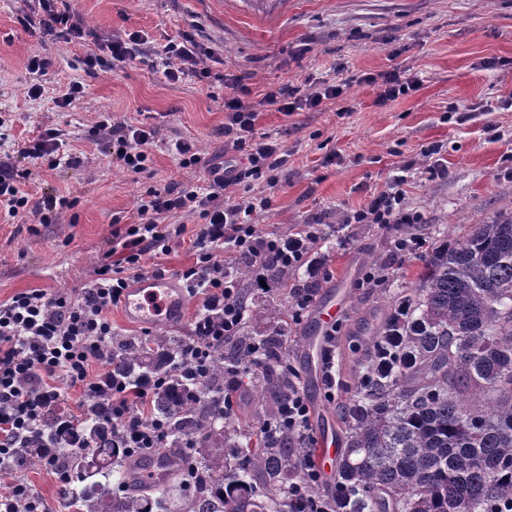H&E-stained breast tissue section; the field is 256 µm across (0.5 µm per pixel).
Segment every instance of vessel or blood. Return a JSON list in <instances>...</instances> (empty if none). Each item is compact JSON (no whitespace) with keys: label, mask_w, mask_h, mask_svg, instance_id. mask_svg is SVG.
Here are the masks:
<instances>
[{"label":"vessel or blood","mask_w":512,"mask_h":512,"mask_svg":"<svg viewBox=\"0 0 512 512\" xmlns=\"http://www.w3.org/2000/svg\"><path fill=\"white\" fill-rule=\"evenodd\" d=\"M186 296L175 279L147 275L127 288L122 299L123 313L137 323H168L180 315ZM341 315L335 299L321 302L313 313L314 331L306 332L303 344L311 362H320L325 349L324 335L335 326Z\"/></svg>","instance_id":"b4317fda"}]
</instances>
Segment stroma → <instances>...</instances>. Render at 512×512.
Here are the masks:
<instances>
[{
	"mask_svg": "<svg viewBox=\"0 0 512 512\" xmlns=\"http://www.w3.org/2000/svg\"><path fill=\"white\" fill-rule=\"evenodd\" d=\"M89 26L82 44L70 45L21 21L27 0H0V132L9 142L30 139L47 128L71 131L78 164L32 168L24 188L32 198L55 191L78 197L58 223L29 229L28 218L0 220V301L33 288L82 287L108 248L112 216L131 214L140 186L127 177L89 132L100 113L134 124L153 118L159 129L153 156V185L184 184L202 170L181 168L167 143L197 140L205 159L241 164L225 150L224 75L246 76L254 93L270 85L306 81L343 82L362 73L401 67L421 82L419 91L380 105L374 87L351 86L340 104L288 117L262 108L256 129L277 137L288 163L274 189V207L255 222L267 233L284 234L297 224L323 223L318 246L325 272L317 299L342 291L335 398L311 380L302 337L311 314L288 320V362L300 374L310 405L312 444L324 431L344 435L339 407L354 395L373 332L389 304L418 284L419 255L397 258L391 242L397 226L350 224L349 212L384 189L393 173L411 165L406 201L424 222L415 229L424 248L455 242L470 227L512 205V177L502 157L512 148V0H71ZM137 31L146 39L125 68L87 74L82 59L102 40ZM191 34L212 48L211 84L185 77L169 83L156 70V55L168 39ZM51 62L40 82L41 96L28 93L32 56ZM78 81L85 92L61 109L55 97ZM441 148L445 175L428 171L422 152ZM336 154L324 165L326 154ZM388 268L389 282L362 285L374 263ZM198 305L187 298L178 323L145 326L113 308L115 334L139 341L159 335L186 336ZM272 399L261 376L244 381L233 427L256 434ZM28 483L44 512H72L53 476L42 467L0 470V484Z\"/></svg>",
	"mask_w": 512,
	"mask_h": 512,
	"instance_id": "stroma-1",
	"label": "stroma"
}]
</instances>
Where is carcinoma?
I'll use <instances>...</instances> for the list:
<instances>
[{"label":"carcinoma","mask_w":512,"mask_h":512,"mask_svg":"<svg viewBox=\"0 0 512 512\" xmlns=\"http://www.w3.org/2000/svg\"><path fill=\"white\" fill-rule=\"evenodd\" d=\"M250 264L233 270L244 312L255 289ZM375 329L371 355L356 393L341 406L346 448L333 512H498L512 502V215L495 214L452 247L434 246L419 283L399 297ZM109 371L143 379L161 373L178 355L173 336L152 344L112 337ZM259 355L273 394L268 421L279 425L269 443L230 428L213 397L238 363ZM298 383L288 371L278 330L242 329L235 349L213 355L211 397L189 394L181 378L158 389L154 408L171 438L196 439L191 462L198 481L175 489L164 482L119 491L133 481L123 444L96 418L46 417L18 443L10 467L41 464L56 448L61 497L78 512H288V487L314 449L281 425V412ZM84 445L71 455L70 445Z\"/></svg>","instance_id":"obj_1"}]
</instances>
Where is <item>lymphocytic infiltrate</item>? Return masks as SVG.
<instances>
[{
  "label": "lymphocytic infiltrate",
  "instance_id": "1",
  "mask_svg": "<svg viewBox=\"0 0 512 512\" xmlns=\"http://www.w3.org/2000/svg\"><path fill=\"white\" fill-rule=\"evenodd\" d=\"M38 12L29 16V27L53 34L67 43L84 39L86 31L68 0H37ZM140 33L130 32L100 43L83 63L88 71L117 65L135 56ZM206 48L190 37L171 39L159 52L162 75L176 82L194 76L205 82L211 77L201 67ZM361 82L380 88L377 102L418 91L420 81L399 69L364 74ZM343 86L318 82L308 90L283 83L268 87L259 103L249 100L251 90L243 77L224 79V143L244 156L243 166L203 163L195 141L176 140L172 151L180 167L204 165L202 183L159 188L143 187L131 220L112 218V237L90 282L74 293L30 289L0 301V467L6 466L16 440L38 429L61 398L60 383L78 389L82 399L79 417L90 416L97 398H105L107 421L113 437L121 438L127 451L148 452L177 448L187 453L193 438L170 440L164 421L152 409L156 389L166 386L170 374L190 380L199 394L208 392V373L216 349L238 336L243 321L241 288L232 271L241 258H249L254 280L266 279L270 266L288 269L314 268L313 254L325 236L321 224H299L285 235L261 232L256 214L273 208L272 196H251L247 203L229 201L230 189L257 183L276 187L278 173L288 154L278 139L257 132L259 110L271 106L285 116L322 110L327 102L340 100ZM94 136L105 142L108 152L124 172L140 179L150 169L152 148L158 129L151 122L113 125L111 114H103L94 126ZM65 130L48 128L37 137L17 143L7 160H0V213L7 217H33L38 224L57 223L63 211L75 208L77 198L42 195L32 199L19 184L30 166L54 170L77 164ZM408 167H400L387 187L374 193L353 211L352 224H419L420 212L405 203ZM197 217L194 234L176 223V216ZM189 243L192 264L179 271L189 296L199 298L188 335L181 343L176 362L166 374L129 383L94 374L96 366L112 360V321L109 312L121 303L132 281L145 272L164 275L161 266L145 268L147 254H169Z\"/></svg>",
  "mask_w": 512,
  "mask_h": 512
}]
</instances>
